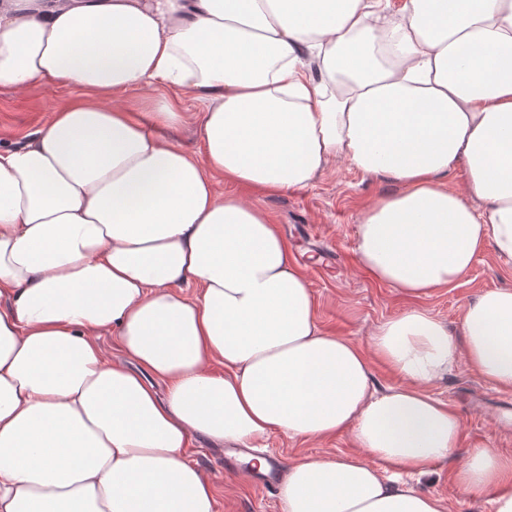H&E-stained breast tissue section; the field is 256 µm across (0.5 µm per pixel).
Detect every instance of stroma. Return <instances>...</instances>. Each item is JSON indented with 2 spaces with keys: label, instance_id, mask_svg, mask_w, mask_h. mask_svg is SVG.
<instances>
[{
  "label": "stroma",
  "instance_id": "35a3bbf8",
  "mask_svg": "<svg viewBox=\"0 0 512 512\" xmlns=\"http://www.w3.org/2000/svg\"><path fill=\"white\" fill-rule=\"evenodd\" d=\"M74 94L71 88L43 84L31 86L20 95L1 92L0 145L22 143L30 132L49 123L55 109ZM217 186L227 194L245 193L270 216L293 258L302 263L323 331L365 348L378 324L410 306V299L397 288L376 282L365 273L355 254L361 212L382 194L397 191L396 183L332 161L308 187L297 191H244L222 180ZM318 244L335 247L343 256V263L331 269L308 261V252ZM502 287H512V262L498 258L489 246L478 255L462 281L440 289L423 304L458 338L462 335L460 323L467 303L486 290ZM430 393L458 411L462 438L453 456L438 463L431 474L412 481L411 486L442 499L448 512H488L486 504L471 501L461 493L451 482L449 472L463 462L467 449L473 447H489L512 455V390L495 387L460 363L448 377L432 385ZM258 446L279 452L292 463L308 455L341 458L351 453L353 444L346 433L310 441L274 432L259 440ZM190 456L215 484L216 512H281L275 491L255 486L243 469L225 471L223 446L197 437L191 443Z\"/></svg>",
  "mask_w": 512,
  "mask_h": 512
}]
</instances>
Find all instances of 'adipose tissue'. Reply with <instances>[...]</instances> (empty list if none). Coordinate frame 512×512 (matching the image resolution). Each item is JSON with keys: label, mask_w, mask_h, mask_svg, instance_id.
I'll return each instance as SVG.
<instances>
[{"label": "adipose tissue", "mask_w": 512, "mask_h": 512, "mask_svg": "<svg viewBox=\"0 0 512 512\" xmlns=\"http://www.w3.org/2000/svg\"><path fill=\"white\" fill-rule=\"evenodd\" d=\"M35 84L79 94L0 149V512H216L192 437L343 431L354 453L289 465L282 512H447L406 484L461 441L429 389L460 361L512 389V288L466 305L460 344L418 301L486 245L512 261V0H0V92ZM144 86L195 91L199 154L169 136L184 112L128 110ZM332 160L399 185L355 253L415 304L366 350L214 181L301 190ZM450 477L512 512V456L468 449Z\"/></svg>", "instance_id": "1"}]
</instances>
